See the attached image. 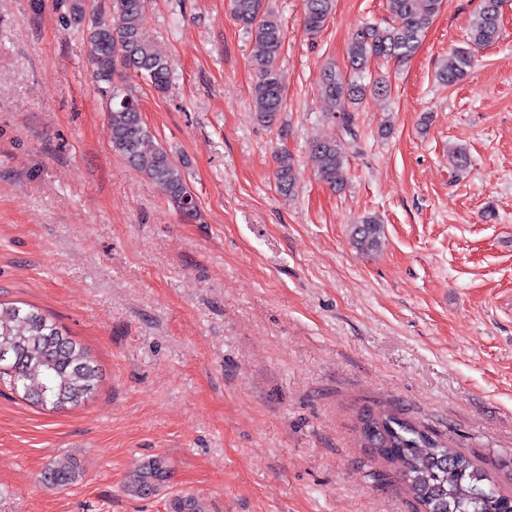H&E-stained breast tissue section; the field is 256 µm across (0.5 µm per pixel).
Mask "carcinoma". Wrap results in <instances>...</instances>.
Masks as SVG:
<instances>
[{
    "label": "carcinoma",
    "mask_w": 512,
    "mask_h": 512,
    "mask_svg": "<svg viewBox=\"0 0 512 512\" xmlns=\"http://www.w3.org/2000/svg\"><path fill=\"white\" fill-rule=\"evenodd\" d=\"M229 2L234 19L257 46V77L251 92L256 117L263 124L273 125L286 106L284 79L278 66L284 45L281 21L266 0ZM389 2L391 23L367 24L352 34L349 73L330 67L319 81L322 102L337 122L339 137L312 143L309 159L320 180L335 192L346 185V147L357 140V105L369 91L381 96L389 92L383 78L370 85L363 83L367 59H411L442 5V0ZM503 2L481 0L468 26L465 46L448 52L439 69L442 83L454 85L463 80L473 61L472 50L499 39ZM144 8L145 0H111L109 15L87 24L85 0H68V18L83 33L88 70L98 91L107 98L112 150L139 173L163 184L177 212L189 208L197 220L200 212L196 197L181 165L156 142L142 121L138 98L123 85L124 78L131 75L164 92L172 80L171 62L155 51L143 32ZM333 9L334 0H304L306 31L311 35L321 31ZM297 182L293 164L277 169L276 183L283 195H293ZM350 236L359 251L376 253L384 244V225L378 218L367 216L352 225ZM0 377L8 378L15 387L22 386L24 394L41 407L58 409L89 398L97 388L99 375L86 350L64 335L55 322L32 307L0 302ZM357 422L361 444L394 467L410 487L421 512H512V495L504 493L490 474L440 437L392 411L371 406L359 410ZM170 473L166 457H153L127 477L125 491L135 497L153 495ZM78 476L72 469L48 467L43 478L51 486H66ZM171 509L207 512L194 495L175 497Z\"/></svg>",
    "instance_id": "carcinoma-1"
}]
</instances>
